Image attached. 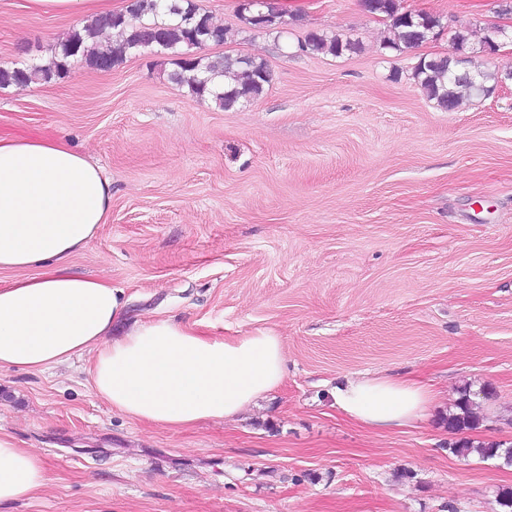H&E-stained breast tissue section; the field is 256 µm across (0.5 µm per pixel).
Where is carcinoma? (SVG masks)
I'll use <instances>...</instances> for the list:
<instances>
[{
	"mask_svg": "<svg viewBox=\"0 0 512 512\" xmlns=\"http://www.w3.org/2000/svg\"><path fill=\"white\" fill-rule=\"evenodd\" d=\"M361 7L369 14L385 18L391 36L383 48L401 51L426 42L432 35L444 31L443 18L427 13L406 11L400 0H360ZM261 18L245 19L251 28L270 32L283 24V13L276 4H267ZM106 29L115 30L119 41L104 44L99 35ZM227 29L213 17L200 11L194 0H134L123 12H115L95 19L81 29H72L58 43L50 58L42 63L0 67V88L45 84L61 79L70 73L72 65L83 62L93 68H110L122 62L127 55L143 48L149 41L158 40L164 49L176 53V69L170 79L188 89L197 102H211L225 110L239 100H256L263 96L271 82L267 62L259 57L242 60L229 54L207 55L204 48L225 42ZM471 31L466 26L449 30L448 39L454 52L449 55L422 57L413 66L410 79L426 96L436 101L444 110H454L465 98L489 92L486 82L502 77L501 70L491 72L481 69L471 57L464 61L456 58L455 50L470 45ZM306 54H331L341 56L359 50V43L317 30L306 33L298 45ZM442 424L451 434L478 428L480 417L474 411L471 391L463 387L455 403V410L442 418ZM456 456L473 452L489 459L504 456L512 464V446L505 449L499 442H474L461 438L448 444Z\"/></svg>",
	"mask_w": 512,
	"mask_h": 512,
	"instance_id": "1",
	"label": "carcinoma"
}]
</instances>
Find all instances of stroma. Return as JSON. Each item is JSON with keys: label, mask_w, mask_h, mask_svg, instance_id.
Here are the masks:
<instances>
[{"label": "stroma", "mask_w": 512, "mask_h": 512, "mask_svg": "<svg viewBox=\"0 0 512 512\" xmlns=\"http://www.w3.org/2000/svg\"><path fill=\"white\" fill-rule=\"evenodd\" d=\"M0 0V64L43 60L78 25ZM229 30L207 54L267 61L265 94L229 110L169 78L171 54L83 63L0 89V133L67 137L112 181L107 224L71 263L122 290L127 321L171 318L232 339L279 336L282 383L234 421L174 432L110 410L88 357L0 371V429L51 475L0 512H501L512 466L452 454L440 419L469 388L471 439L512 444V84L452 112L409 77L447 36L381 49L359 0H275L283 34L238 0H196ZM501 0H402L482 36ZM312 29L360 49L300 53ZM438 393L428 419L372 431L331 394L348 376ZM410 477L396 478L400 469ZM267 8L266 12H257L256 14H253L250 18H246L244 16V12H250L249 10H243V7L241 4H238V12L241 15V17L245 20L247 24L251 26V28L263 31V32H270L276 29H279L280 26L283 24V13L279 9V7L273 3L266 4L265 6ZM262 17L258 20L252 19L253 16H259Z\"/></svg>", "instance_id": "stroma-1"}]
</instances>
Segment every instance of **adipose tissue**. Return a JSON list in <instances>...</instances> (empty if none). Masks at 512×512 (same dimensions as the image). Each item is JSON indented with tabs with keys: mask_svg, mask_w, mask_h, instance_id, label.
Here are the masks:
<instances>
[{
	"mask_svg": "<svg viewBox=\"0 0 512 512\" xmlns=\"http://www.w3.org/2000/svg\"><path fill=\"white\" fill-rule=\"evenodd\" d=\"M24 7L86 24L111 13L112 0ZM111 209V180L64 139L0 135V270L37 271L0 281V370L40 373L93 354L92 391L110 409L169 430L234 419L278 387L285 356L267 330L217 340L160 319L113 337L124 312L120 289L70 265ZM434 399L424 384L391 376L351 377L334 392L347 418L373 430L415 425ZM49 480L44 458L0 430V506L32 499Z\"/></svg>",
	"mask_w": 512,
	"mask_h": 512,
	"instance_id": "1",
	"label": "adipose tissue"
}]
</instances>
